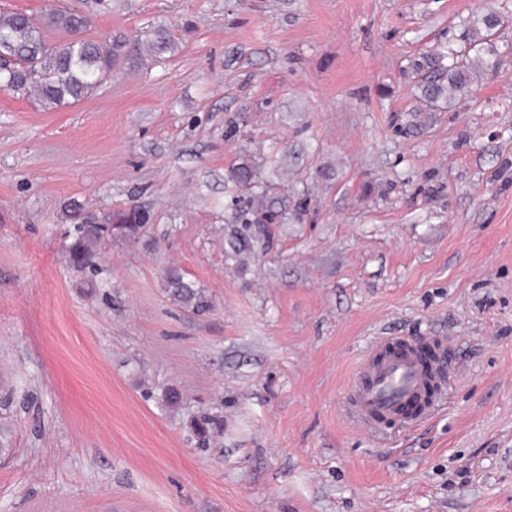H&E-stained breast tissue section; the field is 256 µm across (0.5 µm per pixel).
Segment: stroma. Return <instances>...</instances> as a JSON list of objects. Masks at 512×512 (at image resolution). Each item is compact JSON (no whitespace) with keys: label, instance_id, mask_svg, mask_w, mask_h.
<instances>
[{"label":"stroma","instance_id":"obj_1","mask_svg":"<svg viewBox=\"0 0 512 512\" xmlns=\"http://www.w3.org/2000/svg\"><path fill=\"white\" fill-rule=\"evenodd\" d=\"M80 7L176 49L52 111L0 91V512H512V0ZM491 10L494 67L426 106L414 61ZM73 199L114 227L84 268ZM387 335L459 371L366 433ZM165 286L171 301L197 314L209 311L211 303L201 288L187 281L183 274L176 268L167 270Z\"/></svg>","mask_w":512,"mask_h":512}]
</instances>
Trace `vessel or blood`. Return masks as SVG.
<instances>
[{
    "instance_id": "1",
    "label": "vessel or blood",
    "mask_w": 512,
    "mask_h": 512,
    "mask_svg": "<svg viewBox=\"0 0 512 512\" xmlns=\"http://www.w3.org/2000/svg\"><path fill=\"white\" fill-rule=\"evenodd\" d=\"M423 338L382 336L359 364L349 387L348 419L373 429L380 420L399 421L403 406L422 398L430 384H445L456 370L453 343L434 341V359H426Z\"/></svg>"
}]
</instances>
